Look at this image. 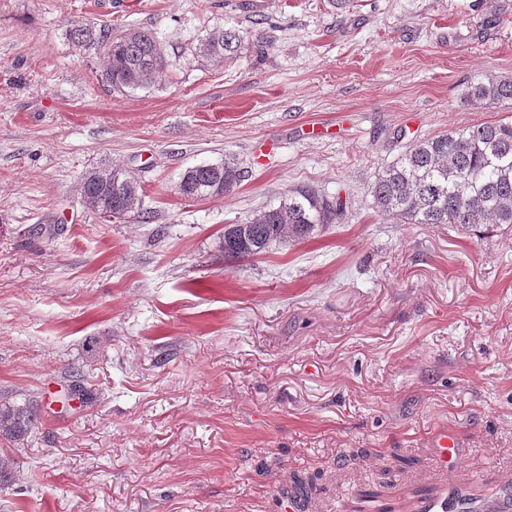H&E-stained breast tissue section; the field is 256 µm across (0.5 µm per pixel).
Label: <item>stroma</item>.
I'll return each mask as SVG.
<instances>
[{"label":"stroma","instance_id":"stroma-1","mask_svg":"<svg viewBox=\"0 0 512 512\" xmlns=\"http://www.w3.org/2000/svg\"><path fill=\"white\" fill-rule=\"evenodd\" d=\"M202 2L0 0V394L40 408L0 512H417L442 425L457 484L512 489V224H397L370 193L410 143L503 119L463 89L512 79V0ZM76 20L151 29L162 80L113 90ZM229 28L236 56L194 55ZM227 159L233 193L178 194ZM105 162L148 222L81 203ZM300 185L343 223L225 260V225Z\"/></svg>","mask_w":512,"mask_h":512}]
</instances>
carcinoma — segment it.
Instances as JSON below:
<instances>
[{"instance_id": "obj_1", "label": "carcinoma", "mask_w": 512, "mask_h": 512, "mask_svg": "<svg viewBox=\"0 0 512 512\" xmlns=\"http://www.w3.org/2000/svg\"><path fill=\"white\" fill-rule=\"evenodd\" d=\"M73 47H92L105 59V78L123 92L153 83L167 66L163 43L150 31L129 28L119 33L76 21L67 29ZM242 37L234 30L200 41L194 54L217 61L241 50ZM468 101L482 106L512 108V79L480 78L466 86ZM94 167L82 176L79 195L87 207L114 218L137 219L143 214L142 190L124 171L128 182L118 191L97 179ZM243 178L238 164L226 159L188 168L177 186H190L189 199L226 196ZM371 196L379 213L397 224H512V121H498L450 129L418 140L376 177ZM345 216L341 201L331 200L310 186L300 185L276 206L266 207L242 224L224 227V259L238 260L268 251L274 245L305 241L326 224ZM38 402L27 393L0 399V437L24 444L38 419ZM23 461L11 448H0V487L16 482Z\"/></svg>"}]
</instances>
